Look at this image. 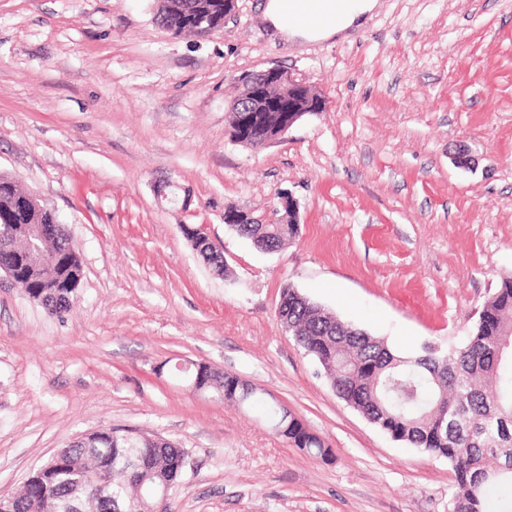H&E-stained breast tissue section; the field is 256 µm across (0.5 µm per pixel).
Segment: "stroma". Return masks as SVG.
<instances>
[{
    "label": "stroma",
    "mask_w": 512,
    "mask_h": 512,
    "mask_svg": "<svg viewBox=\"0 0 512 512\" xmlns=\"http://www.w3.org/2000/svg\"><path fill=\"white\" fill-rule=\"evenodd\" d=\"M263 2L198 38L159 27L153 0H0V173L54 211L83 271L60 318L0 276V492L111 427L185 449L171 512H448L447 460L340 399L276 310L293 287L405 355L472 333L512 275V0H379L347 39L299 43L271 38ZM273 66L328 109L254 150L229 109L239 75ZM164 178L189 210L157 198ZM282 191L300 233L278 251L225 225ZM201 221L224 276L182 232ZM193 364L272 395L332 460L192 391Z\"/></svg>",
    "instance_id": "obj_1"
}]
</instances>
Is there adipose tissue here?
Wrapping results in <instances>:
<instances>
[{
	"mask_svg": "<svg viewBox=\"0 0 512 512\" xmlns=\"http://www.w3.org/2000/svg\"><path fill=\"white\" fill-rule=\"evenodd\" d=\"M378 0H343L340 18L326 17L325 0H265L263 18L275 37L289 42L344 36L363 25Z\"/></svg>",
	"mask_w": 512,
	"mask_h": 512,
	"instance_id": "1",
	"label": "adipose tissue"
}]
</instances>
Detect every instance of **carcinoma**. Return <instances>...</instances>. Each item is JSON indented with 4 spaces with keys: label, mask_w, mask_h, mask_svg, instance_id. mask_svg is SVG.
I'll return each mask as SVG.
<instances>
[{
    "label": "carcinoma",
    "mask_w": 512,
    "mask_h": 512,
    "mask_svg": "<svg viewBox=\"0 0 512 512\" xmlns=\"http://www.w3.org/2000/svg\"><path fill=\"white\" fill-rule=\"evenodd\" d=\"M204 13L224 21V0H170L162 17L176 33L185 32L188 15ZM23 190L0 177V263H13L26 251L21 225L55 224L46 212L26 219ZM298 224H240L234 231L267 252L298 236ZM44 258L16 273L27 297L51 315L71 308L70 298L82 277V266L65 229L42 245ZM214 274L226 273L218 249L200 252ZM280 325L313 357L336 394L362 412L393 440L407 442L448 461L455 477L452 512H486L492 489L512 488V276L501 280L485 303L475 332L458 345L442 348L424 343L410 355L390 349L385 340L347 324L307 297L288 288V301L277 313ZM196 392H211L243 407L261 405L278 434L290 445L323 461L332 449L286 409L270 403L256 389L239 385L238 376L210 369L184 368ZM185 450L132 431L95 430L86 440L69 442L55 461L34 472L13 493V512H67L79 478L87 476L108 491L96 496V512H169L152 496L156 486L177 485Z\"/></svg>",
    "instance_id": "1"
}]
</instances>
